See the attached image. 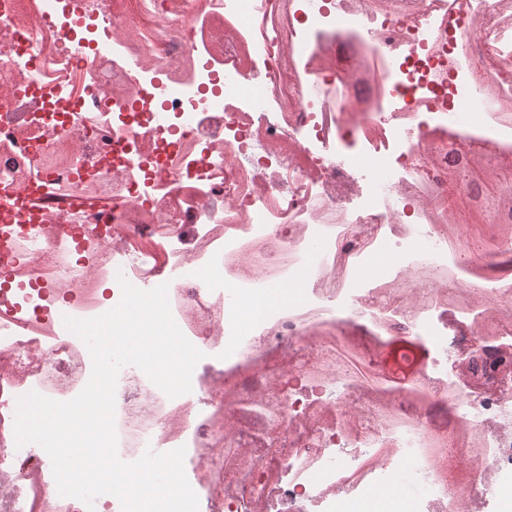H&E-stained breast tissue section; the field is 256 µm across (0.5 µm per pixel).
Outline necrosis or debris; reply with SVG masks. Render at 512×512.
<instances>
[{
    "label": "necrosis or debris",
    "mask_w": 512,
    "mask_h": 512,
    "mask_svg": "<svg viewBox=\"0 0 512 512\" xmlns=\"http://www.w3.org/2000/svg\"><path fill=\"white\" fill-rule=\"evenodd\" d=\"M0 0V502L61 496L17 401L66 402L92 358L60 319L120 279L168 284L202 352L190 393L138 367L115 390L116 453L184 448L198 512H500L512 483V238L449 227L454 155L496 193L512 168V0ZM490 73L478 83L474 67ZM394 262L365 277L380 251ZM433 286L421 294L417 280ZM108 295H101L102 285ZM234 297L267 301L247 335ZM392 358L425 381L369 380ZM500 357L483 376L476 348ZM392 483L399 484L406 489L405 499L422 498L427 494L426 486L416 478V482L411 479L410 471L407 466H402L387 478L388 487ZM410 497V498H408Z\"/></svg>",
    "instance_id": "necrosis-or-debris-1"
}]
</instances>
